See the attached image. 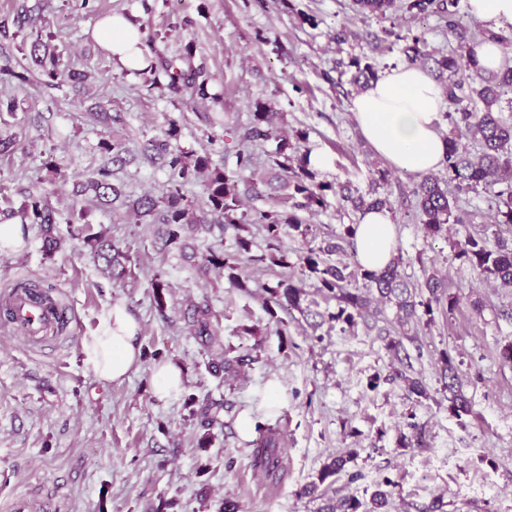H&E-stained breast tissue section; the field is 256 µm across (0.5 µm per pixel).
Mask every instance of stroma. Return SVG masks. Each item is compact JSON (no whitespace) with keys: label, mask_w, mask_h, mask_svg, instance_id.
I'll list each match as a JSON object with an SVG mask.
<instances>
[{"label":"stroma","mask_w":512,"mask_h":512,"mask_svg":"<svg viewBox=\"0 0 512 512\" xmlns=\"http://www.w3.org/2000/svg\"><path fill=\"white\" fill-rule=\"evenodd\" d=\"M396 0L386 14L363 15L353 0H0V24L13 25L20 8L31 9L77 81L45 83L29 57L0 55V138L14 137L0 153V211L19 209L28 194L46 196L58 212L62 250L45 255L38 225L28 227L21 248L0 256V295L20 280L37 281L67 304L76 327L36 346L0 339V512H11L20 497L37 512H219L225 501L238 512H317L307 496L331 458L357 450L348 465L355 482H324L323 490L369 502L385 480L396 482L391 512H418L442 498L445 512H512V366L502 364L501 347L512 340V288L480 275L454 247L470 235L489 231L490 197L463 199L475 211L470 224L449 225L425 236L414 215L415 175L393 170L363 139L351 112L360 89L358 65L376 71L404 63L407 37L418 35L425 52L448 54L454 39L438 15L410 10ZM134 15L153 61L191 62L209 79L208 99L174 94L152 85L150 74L114 66L92 38L98 20L110 13ZM283 113L269 140L254 146L256 177L277 193L270 155L281 141L327 157L313 168L317 184H351L360 193L377 190L392 204L401 273L425 294L426 272L443 278L456 299L454 309L435 307L430 324H419L416 339L397 331L380 334L363 325L334 320L338 307L299 265L306 245L287 229L282 246L294 280L307 291L308 316L288 321L276 333L281 310H268L261 284H276V266L242 264L247 288L233 287L224 274L201 276L193 259L160 249L158 225L137 224L123 206L101 207L79 196L76 184L107 162L98 144L125 140L128 161L112 181L126 194H161L169 171L146 155L150 141L165 138L169 121L179 133L171 152L193 151L212 165L234 171L233 141L227 130L253 119L257 106ZM117 115L104 127L92 115ZM56 160L60 172L48 179L43 167ZM91 224L131 250L135 277L113 285L80 239L68 237L73 208ZM319 239H330L360 214L326 204L298 212ZM168 282L167 305L157 308L154 277ZM124 303L141 325L140 367L122 381L101 382L87 370L83 341L115 302ZM209 305L225 347L247 360L236 375L218 379L200 338L188 330L194 306ZM401 342L388 350L389 340ZM450 354L471 411L454 416L442 391V356ZM426 385V397L408 395L393 379L400 355ZM170 361L184 375L181 392L159 396L153 367ZM278 386L283 404L266 423L283 441L276 476L258 471L253 445L242 440L244 410L263 403L268 386ZM225 405L209 445L186 404ZM423 426V448L399 443L408 423Z\"/></svg>","instance_id":"1"}]
</instances>
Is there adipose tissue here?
<instances>
[{
	"mask_svg": "<svg viewBox=\"0 0 512 512\" xmlns=\"http://www.w3.org/2000/svg\"><path fill=\"white\" fill-rule=\"evenodd\" d=\"M116 67H146L143 35L131 17L111 14L94 31ZM443 92L426 71L403 65L384 71L352 102L362 137L392 168L425 175L440 169L447 143L437 128ZM355 243L364 270L379 272L396 254L395 226L389 211L371 210L355 226ZM87 369L100 381L126 378L141 364L140 326L123 303L111 305L83 343Z\"/></svg>",
	"mask_w": 512,
	"mask_h": 512,
	"instance_id": "adipose-tissue-1",
	"label": "adipose tissue"
}]
</instances>
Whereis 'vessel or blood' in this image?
<instances>
[{
  "mask_svg": "<svg viewBox=\"0 0 512 512\" xmlns=\"http://www.w3.org/2000/svg\"><path fill=\"white\" fill-rule=\"evenodd\" d=\"M34 288L14 290L5 307L0 308V327L22 335L30 343L46 340L51 329L71 323L68 309L40 300Z\"/></svg>",
  "mask_w": 512,
  "mask_h": 512,
  "instance_id": "b4317fda",
  "label": "vessel or blood"
}]
</instances>
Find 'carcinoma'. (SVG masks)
<instances>
[{
  "instance_id": "1",
  "label": "carcinoma",
  "mask_w": 512,
  "mask_h": 512,
  "mask_svg": "<svg viewBox=\"0 0 512 512\" xmlns=\"http://www.w3.org/2000/svg\"><path fill=\"white\" fill-rule=\"evenodd\" d=\"M355 5L362 12L383 14L394 7V0H355ZM456 6L457 0H412L409 8L424 14H448V35L458 38V44L451 54L434 60L439 75H448L445 91L450 112L446 113V117L455 128L463 129L479 139L480 152L472 158L461 150L456 138L447 137L448 180L431 174L423 175L412 189L416 198L418 219L424 230L433 235L443 232L450 224H469V212L459 205L460 195L477 194L482 190L494 198V225L498 228L506 226L512 231V118L504 114L506 110L512 112V97H507L508 93H512V66L505 64L497 72H487L477 64L471 46L476 41L477 34L474 33L468 38L460 32L462 20L454 10ZM16 24L20 31L29 29L19 48L30 45V55L42 68L48 82L58 84L76 78L64 66L61 53L51 43V37H43L42 29L38 28L37 21L29 16L27 10L17 14ZM146 71L153 75L154 85H161V80L164 79L166 87L174 91L188 90L193 97L209 98L208 79H199V73L193 70L185 72L170 63L157 66L150 60ZM254 117V123L243 130L230 129V134L238 141L239 146L234 152L236 170L231 174L210 168L205 155L193 152L174 154L168 150V144L155 143L150 147L149 158L153 162H161L169 168L170 173V185L162 195L155 197L143 194L136 198L126 195L121 186L112 182L113 171L107 166L99 168L95 176L78 183V193L91 196L97 202L108 206L117 200L121 201V205L125 206L135 221L143 222L149 218L151 223L161 226L159 240L162 247L173 246L183 253L191 248L190 241L197 233L211 229L206 218L208 212L222 216L224 224L239 231L247 232L249 226L260 225L266 232L265 252L251 254V241L240 236L237 240L239 255L234 256L211 248L201 256V261L197 264L202 275L206 276L213 270H222L236 287L245 288L246 282L237 273L243 261L253 265L269 262L288 267V256L281 246L283 226L300 232L304 237L310 234V225L303 224L302 219L295 214L281 212L272 207H242L238 179L247 172H253L255 158L250 147L270 137L275 124L281 119V114L269 112L261 106L254 113ZM293 161V156L288 154V142H282L272 156L273 165L280 171V187L291 188L305 199V202L296 204L298 208L324 206L325 191L332 189V186L306 183L302 174L296 171ZM199 176L205 178L206 212L196 209L180 191L181 182ZM334 194L338 201L349 203L353 209L363 213L373 209L391 208L389 197H382L374 190L366 196H355L350 185L345 184L338 186ZM21 212L24 218L40 226L42 250L46 254L51 255L63 247L64 238L58 234L55 211L43 197H27L21 206ZM85 219V213L79 212L78 220L82 224L76 228V236L80 237L90 253L104 260L108 278L115 283L125 284L133 276L134 257L118 247L106 230H94ZM347 247L353 252L356 251L354 227L351 225L343 235L336 237V242L325 246H310L303 257L305 267L320 282V290L336 300L339 311L334 319L352 327L356 325L358 317L375 318L383 314V310L372 307L376 293L380 298L394 304L396 320L401 326L416 322V309L419 305L425 307L428 313L432 312L434 303L441 305L446 302L448 308H453L454 301L447 299L444 280L435 274L429 276L425 282L429 292L427 300L416 301V289L410 287L399 271L402 264L400 258L393 260L378 273H361L359 279L354 272L348 270V266L330 264L321 258L325 253L343 252ZM457 257L466 258L486 277L512 286V242L500 232H495L492 239L485 235L466 237L458 244ZM261 290L268 294L264 298L266 305L275 304L284 310L296 309L304 312L302 298L305 291L291 284L290 277L281 279L274 287L263 284ZM210 318L209 307L196 306L189 324L195 335L204 338L208 349L215 348L221 355V360L211 366L214 374L230 372L245 362L246 356H230L231 350L224 348L215 338ZM442 361L444 378L448 379L444 383V389L448 390V409L459 417L469 412L468 401L462 394L452 357L447 354ZM396 377L405 383L408 395L427 396L422 380L406 375L403 370L396 371ZM223 409V404L211 401L192 410L191 415L207 431L219 421V414ZM407 427L409 433L400 435L402 447H423L422 428L416 423H409ZM254 445L256 466L266 472H274L281 467L283 449L275 428L267 427L260 431ZM355 456L357 451L353 449L345 456L333 458L321 470L319 482L333 476L339 480L344 475L350 482L357 480L359 473L346 471V464ZM361 507L362 503L358 499L342 497L337 503L322 507L320 512H360Z\"/></svg>"
}]
</instances>
